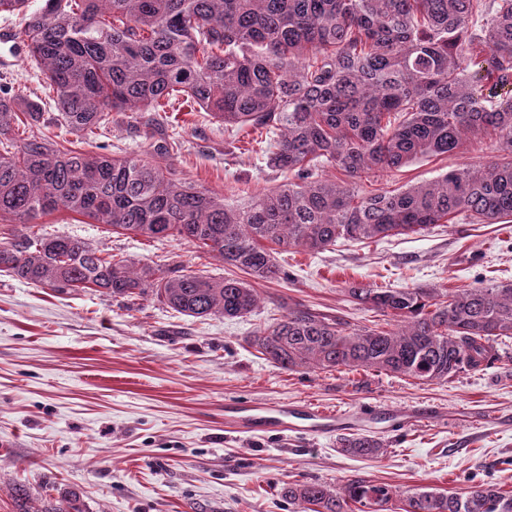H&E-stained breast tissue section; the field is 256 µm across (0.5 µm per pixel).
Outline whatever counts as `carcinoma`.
Instances as JSON below:
<instances>
[{"label":"carcinoma","instance_id":"carcinoma-1","mask_svg":"<svg viewBox=\"0 0 512 512\" xmlns=\"http://www.w3.org/2000/svg\"><path fill=\"white\" fill-rule=\"evenodd\" d=\"M21 41L46 71L68 131L91 132L114 110L153 112L161 100L181 98L226 126L277 136L267 164L291 179L231 206L141 154L54 146L32 131L43 117L34 103L29 134L18 138V113L3 92L0 272L20 281L151 295L195 318L244 317L258 305L256 290L235 275H169L32 230L59 209L113 234L183 241L263 282L280 279V251L512 218V0H44L26 15ZM478 135L496 138L499 160L405 189H363L377 172L457 153ZM319 164L343 178H319ZM345 292L394 327H354L298 304L250 345L282 370L362 368L426 384L491 364L512 339V283L443 295L357 284ZM340 445L365 457L384 448L363 434ZM373 494L393 499L388 486L360 478L337 490L299 480L284 487L297 512H368ZM11 497L16 512H83L77 492L58 509L21 486ZM400 503V512H512V494L493 483L454 494L427 487Z\"/></svg>","mask_w":512,"mask_h":512}]
</instances>
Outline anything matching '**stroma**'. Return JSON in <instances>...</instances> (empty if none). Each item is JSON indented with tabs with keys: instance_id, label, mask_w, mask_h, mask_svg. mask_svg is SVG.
<instances>
[{
	"instance_id": "stroma-1",
	"label": "stroma",
	"mask_w": 512,
	"mask_h": 512,
	"mask_svg": "<svg viewBox=\"0 0 512 512\" xmlns=\"http://www.w3.org/2000/svg\"><path fill=\"white\" fill-rule=\"evenodd\" d=\"M22 27L21 15L0 13V88L18 105L41 103L40 130L58 147L136 152L234 205L286 181L266 166L259 133L225 128L186 103L153 116L110 113L91 136L68 132L50 107L46 75L20 48ZM498 156L495 138L477 136L458 154L376 173L366 187L402 189ZM36 225L167 273H232L184 242L117 236L66 210ZM278 262L286 278L257 283L258 308L234 319L187 317L150 296L58 292L0 272V482L53 502L79 492L85 512H293L282 495L288 482L334 488L354 477L400 495L482 482L512 493V341L491 366L430 384L375 372H286L249 344L298 303L370 324L372 312L346 294L354 283L444 292L512 282V223L439 224L370 244L291 250ZM228 403L362 411L361 433L385 450L370 459L341 453L335 434L245 433L225 422ZM385 406L426 407L433 416L394 427L373 415Z\"/></svg>"
}]
</instances>
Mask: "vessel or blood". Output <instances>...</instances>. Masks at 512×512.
<instances>
[{
	"mask_svg": "<svg viewBox=\"0 0 512 512\" xmlns=\"http://www.w3.org/2000/svg\"><path fill=\"white\" fill-rule=\"evenodd\" d=\"M224 415L239 429L250 433L293 430L330 434L343 429L350 421L346 414H327L307 406L288 404L229 403L224 407Z\"/></svg>",
	"mask_w": 512,
	"mask_h": 512,
	"instance_id": "vessel-or-blood-1",
	"label": "vessel or blood"
}]
</instances>
